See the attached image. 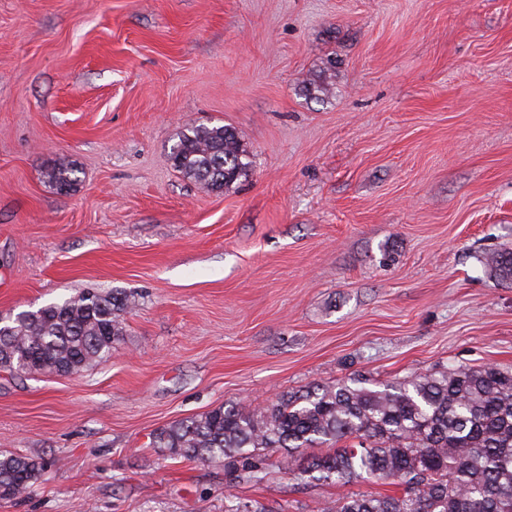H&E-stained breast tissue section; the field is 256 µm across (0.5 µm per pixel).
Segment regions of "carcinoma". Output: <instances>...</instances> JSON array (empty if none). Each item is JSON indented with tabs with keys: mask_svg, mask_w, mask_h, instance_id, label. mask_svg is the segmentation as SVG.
I'll return each mask as SVG.
<instances>
[{
	"mask_svg": "<svg viewBox=\"0 0 512 512\" xmlns=\"http://www.w3.org/2000/svg\"><path fill=\"white\" fill-rule=\"evenodd\" d=\"M173 167L221 192L243 176L247 152L233 129L190 126L169 152ZM78 168L44 172L61 194L76 190ZM496 280L512 284V250L491 254ZM137 294L84 291L22 311L0 323V354L9 371L72 373L106 358L122 335V313ZM151 444L189 461H222L229 482L269 481L267 452L287 453L286 469L307 483L381 481L396 494H352L327 512H512V372L464 366L412 374L380 389L361 379L313 384L254 412L218 407L156 430ZM47 463L0 456V500L26 494ZM224 512H269L228 500Z\"/></svg>",
	"mask_w": 512,
	"mask_h": 512,
	"instance_id": "1",
	"label": "carcinoma"
}]
</instances>
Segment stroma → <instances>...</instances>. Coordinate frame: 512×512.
Wrapping results in <instances>:
<instances>
[{
  "label": "stroma",
  "mask_w": 512,
  "mask_h": 512,
  "mask_svg": "<svg viewBox=\"0 0 512 512\" xmlns=\"http://www.w3.org/2000/svg\"><path fill=\"white\" fill-rule=\"evenodd\" d=\"M327 69L321 96L308 83ZM226 125L245 178L175 171ZM75 163L61 194L47 166ZM512 0H0V319L135 293L103 361L0 369V512H322L380 483L263 485L153 448L220 406L453 366L512 371ZM169 159L178 172L215 192L233 184L249 167L239 137L224 125L187 127L171 147ZM489 273L496 280L512 284V250L492 253L486 260ZM47 463L21 454L0 456V500H11L26 494L39 480Z\"/></svg>",
  "instance_id": "1"
}]
</instances>
